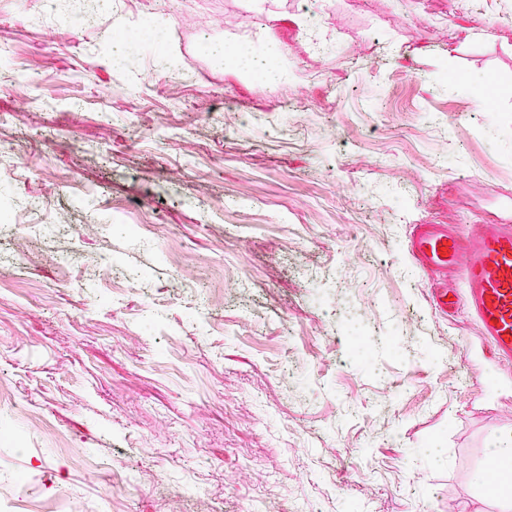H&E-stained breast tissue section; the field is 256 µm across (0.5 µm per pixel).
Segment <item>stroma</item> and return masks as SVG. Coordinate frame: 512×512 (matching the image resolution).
Segmentation results:
<instances>
[{
	"label": "stroma",
	"instance_id": "obj_1",
	"mask_svg": "<svg viewBox=\"0 0 512 512\" xmlns=\"http://www.w3.org/2000/svg\"><path fill=\"white\" fill-rule=\"evenodd\" d=\"M169 5L174 85L112 62L143 0H0V81L41 65L0 92V512H501L512 360L407 243L512 217V0ZM204 37L291 77L260 93ZM488 448L494 463L496 482L489 488L495 491L506 509H512V441L496 440Z\"/></svg>",
	"mask_w": 512,
	"mask_h": 512
}]
</instances>
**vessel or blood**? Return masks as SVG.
<instances>
[{"label":"vessel or blood","mask_w":512,"mask_h":512,"mask_svg":"<svg viewBox=\"0 0 512 512\" xmlns=\"http://www.w3.org/2000/svg\"><path fill=\"white\" fill-rule=\"evenodd\" d=\"M409 252L432 288L429 301L440 314L455 310L446 282L459 277L470 315L481 328L489 357L512 356V224L492 232L469 227L451 233L438 224L415 225L408 240ZM464 265H456L458 255Z\"/></svg>","instance_id":"obj_1"}]
</instances>
